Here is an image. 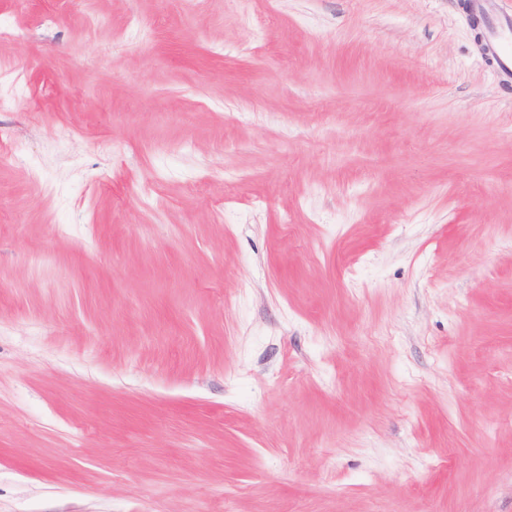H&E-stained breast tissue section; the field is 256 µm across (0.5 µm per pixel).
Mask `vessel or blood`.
<instances>
[{
	"instance_id": "1",
	"label": "vessel or blood",
	"mask_w": 512,
	"mask_h": 512,
	"mask_svg": "<svg viewBox=\"0 0 512 512\" xmlns=\"http://www.w3.org/2000/svg\"><path fill=\"white\" fill-rule=\"evenodd\" d=\"M496 0H467L469 14L482 22V54L503 82L512 83V15L498 13Z\"/></svg>"
}]
</instances>
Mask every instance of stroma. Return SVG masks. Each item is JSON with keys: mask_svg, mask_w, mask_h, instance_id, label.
<instances>
[{"mask_svg": "<svg viewBox=\"0 0 512 512\" xmlns=\"http://www.w3.org/2000/svg\"><path fill=\"white\" fill-rule=\"evenodd\" d=\"M0 18V512H512V90L462 0Z\"/></svg>", "mask_w": 512, "mask_h": 512, "instance_id": "stroma-1", "label": "stroma"}]
</instances>
